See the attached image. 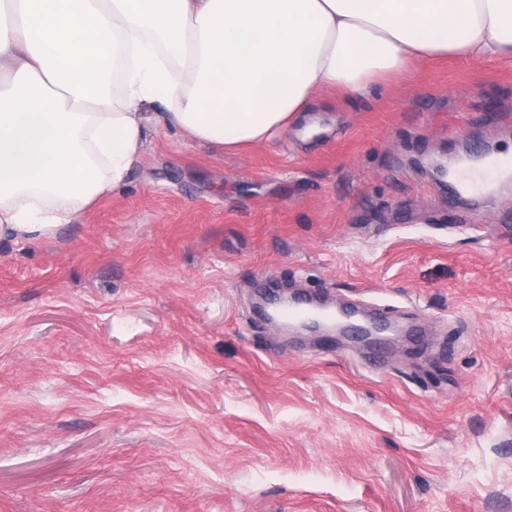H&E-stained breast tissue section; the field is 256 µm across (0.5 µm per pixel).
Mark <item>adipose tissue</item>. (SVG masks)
<instances>
[{
	"instance_id": "adipose-tissue-1",
	"label": "adipose tissue",
	"mask_w": 512,
	"mask_h": 512,
	"mask_svg": "<svg viewBox=\"0 0 512 512\" xmlns=\"http://www.w3.org/2000/svg\"><path fill=\"white\" fill-rule=\"evenodd\" d=\"M0 237L121 189L150 125L266 144L323 89L354 98L443 56L512 63V0H8Z\"/></svg>"
}]
</instances>
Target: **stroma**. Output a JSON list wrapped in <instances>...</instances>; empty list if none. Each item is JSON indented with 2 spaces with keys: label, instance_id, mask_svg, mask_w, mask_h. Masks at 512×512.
<instances>
[{
  "label": "stroma",
  "instance_id": "1",
  "mask_svg": "<svg viewBox=\"0 0 512 512\" xmlns=\"http://www.w3.org/2000/svg\"><path fill=\"white\" fill-rule=\"evenodd\" d=\"M243 152L154 131L121 191L0 239V512H512V65L454 57ZM423 316L365 351L266 324V283ZM512 176V157L485 156L448 179V188L459 194H485L497 181Z\"/></svg>",
  "mask_w": 512,
  "mask_h": 512
}]
</instances>
